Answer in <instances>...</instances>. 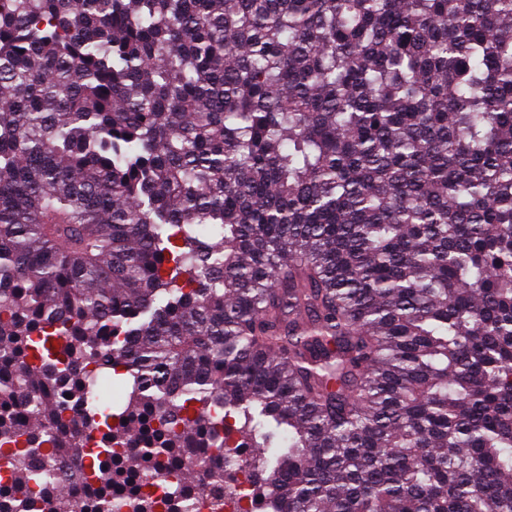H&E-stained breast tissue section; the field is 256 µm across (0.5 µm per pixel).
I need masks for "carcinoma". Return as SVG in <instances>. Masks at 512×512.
<instances>
[{
    "instance_id": "carcinoma-1",
    "label": "carcinoma",
    "mask_w": 512,
    "mask_h": 512,
    "mask_svg": "<svg viewBox=\"0 0 512 512\" xmlns=\"http://www.w3.org/2000/svg\"><path fill=\"white\" fill-rule=\"evenodd\" d=\"M226 444L271 512H512V0H0V512Z\"/></svg>"
}]
</instances>
